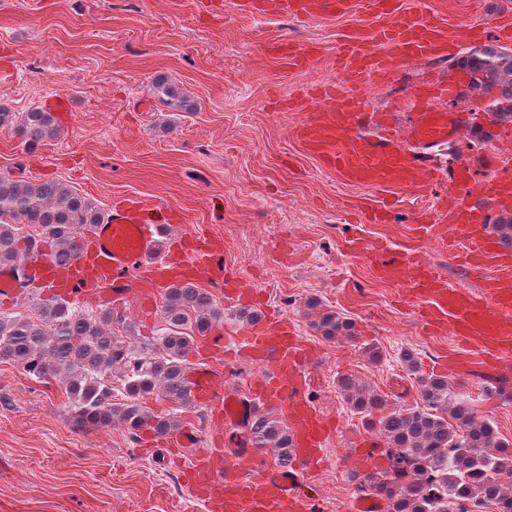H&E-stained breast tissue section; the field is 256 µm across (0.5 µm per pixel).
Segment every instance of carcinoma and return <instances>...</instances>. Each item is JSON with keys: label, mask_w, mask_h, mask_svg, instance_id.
Returning a JSON list of instances; mask_svg holds the SVG:
<instances>
[{"label": "carcinoma", "mask_w": 512, "mask_h": 512, "mask_svg": "<svg viewBox=\"0 0 512 512\" xmlns=\"http://www.w3.org/2000/svg\"><path fill=\"white\" fill-rule=\"evenodd\" d=\"M449 67L463 71L470 91L489 98L490 124H512V49L473 48ZM150 94L194 110L162 76L152 81ZM0 131L20 135L29 147L61 134L44 106L14 112L0 104ZM103 219L92 200L63 181L0 175V266L15 274L29 257L44 253L66 264L79 239ZM494 230L512 245V214L500 216ZM160 317V332L142 337L136 321L110 307L94 311L39 297L31 315L0 312V361L23 366L40 381L59 380L79 428L120 424L134 440L144 429L164 437L181 427L177 410L193 404L189 357L224 322V307L206 289L178 284L163 294ZM312 327L328 341L354 337L351 319L333 312L318 315ZM399 361L416 375L419 400L378 419L373 415L385 407V397L350 375L337 378L344 401L375 431L385 460L381 469L352 474L357 492L381 497L387 512H458L462 500L475 512H512V442L477 414L458 392L460 383L422 374L411 350H401ZM154 397L172 411L156 412L147 404ZM245 427L254 447L270 451L278 465L288 464V425L273 411L256 413Z\"/></svg>", "instance_id": "cac0c4a2"}]
</instances>
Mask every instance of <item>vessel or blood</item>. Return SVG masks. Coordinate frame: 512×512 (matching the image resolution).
I'll return each instance as SVG.
<instances>
[{"label": "vessel or blood", "instance_id": "obj_1", "mask_svg": "<svg viewBox=\"0 0 512 512\" xmlns=\"http://www.w3.org/2000/svg\"><path fill=\"white\" fill-rule=\"evenodd\" d=\"M271 6L298 19L330 8L362 14L359 28L337 49L341 82L328 85L322 93L331 100V108L308 113L297 135L310 154L347 182L382 192L418 183L428 171L436 183L451 187V194L437 195L433 221L423 230L444 241L463 238L469 265L493 270V278L481 293L449 288L438 271L412 265L409 258L383 247H376L373 256L382 272L405 277L413 298L426 302L423 318L427 326L449 325L455 336L481 352L485 362L511 356L512 249L502 245L490 227L492 217L512 211V171L494 170L495 156L490 152L464 158L448 168L433 165L425 152L426 146L448 142L458 134L463 115L440 107L439 102L462 96V86L451 79L432 88L410 90L414 110L404 134L360 131L368 104L364 89L406 64L446 61L447 26L401 9L396 0H272ZM278 52L293 70L304 68L310 59L307 50L293 43L280 45ZM477 168L486 169V177L475 178ZM154 209V204L135 199L114 203L105 221L81 240L68 265L33 259L35 287L66 300L92 293L116 306L134 300L149 314L162 291L194 281L201 273L223 289L229 303H257L256 292L225 264L222 246L204 243L196 247L190 273L185 270L189 261L176 253L150 258L151 243L159 230L151 217ZM242 341L253 361L272 364L256 379L252 398L245 400L218 390L203 370L190 377L191 397L212 411L215 419L234 427L259 406H287L292 462L259 476L255 470L260 461L251 449L241 450L228 470L203 454L187 472L186 480L208 503L210 512H313V498L303 490L299 472L322 463L326 442L335 433L305 399L302 368L314 356L287 317L271 312H261L244 329Z\"/></svg>", "mask_w": 512, "mask_h": 512}]
</instances>
